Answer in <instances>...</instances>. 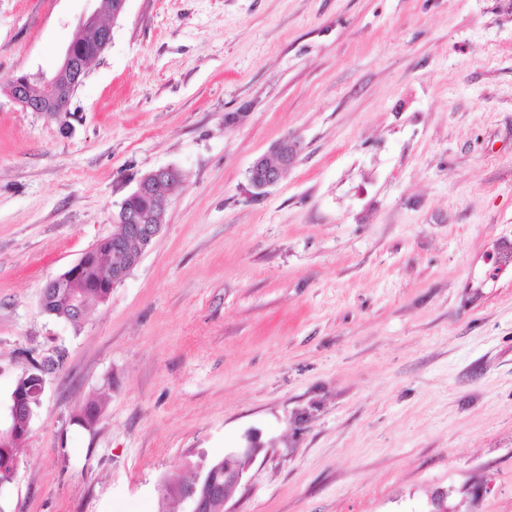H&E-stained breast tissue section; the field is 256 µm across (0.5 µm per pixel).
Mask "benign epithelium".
Returning a JSON list of instances; mask_svg holds the SVG:
<instances>
[{"mask_svg": "<svg viewBox=\"0 0 512 512\" xmlns=\"http://www.w3.org/2000/svg\"><path fill=\"white\" fill-rule=\"evenodd\" d=\"M82 28L96 34L100 42L106 46L112 42V28L101 22L95 12L85 18ZM87 67V61L76 58L72 47L69 46L64 51L60 67L53 75L48 77L38 73L11 78L8 83L11 97L32 112L61 114L68 111L72 96L80 85V77L86 74ZM32 80L39 83L38 93L35 95L24 93V87ZM299 151L298 141L284 137L273 143L268 153L256 158L247 171L251 194L259 196L266 189L276 185L284 172L295 162ZM181 188L182 182L176 169L166 167L150 171L141 177L134 194L150 196L152 201L163 209ZM117 224L119 229L112 234L111 271L102 281V287L110 289L123 283L133 267L124 255L125 248L133 244L140 252H145L162 228L160 224L148 223L144 214L131 211L126 203L121 204ZM88 265L89 260L84 255L68 270L50 279L45 286L43 300H48L52 289L83 277ZM29 411V394L22 391L14 394L11 401L0 410V446L27 438L29 430H19L15 426V419ZM262 448L259 436L251 434L247 437L245 446L225 452L222 485L211 481L207 475L205 461L197 463L193 482L185 484V490L177 494L183 507L182 512H231L226 508V504Z\"/></svg>", "mask_w": 512, "mask_h": 512, "instance_id": "obj_1", "label": "benign epithelium"}]
</instances>
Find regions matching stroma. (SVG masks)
<instances>
[{
  "label": "stroma",
  "mask_w": 512,
  "mask_h": 512,
  "mask_svg": "<svg viewBox=\"0 0 512 512\" xmlns=\"http://www.w3.org/2000/svg\"><path fill=\"white\" fill-rule=\"evenodd\" d=\"M94 11L70 115L24 110ZM161 167L153 245L48 314ZM57 356L0 512H179L159 479L252 432L234 512H512V0H0V401ZM82 28L90 32H83L74 43L79 53L85 56V58L93 59L102 52L94 34H96V37L105 47L112 42V28L102 23L95 12L85 18ZM299 151L298 141L284 137L273 143L267 154L256 158L247 171L252 196H259L276 185L295 162ZM88 265H89V260L86 256V254L84 253L82 255V257L73 266H71L68 270H66L62 274L55 276L54 278L50 279L47 282V284L44 288L45 291H44L43 300H42L43 303L41 302L44 310H47L46 303H47L48 296H49V293L51 292L52 288H59L60 285L65 284L68 281H73V280L83 277Z\"/></svg>",
  "instance_id": "1"
}]
</instances>
